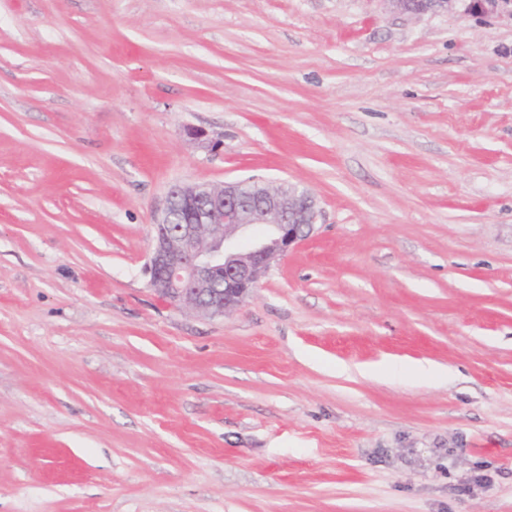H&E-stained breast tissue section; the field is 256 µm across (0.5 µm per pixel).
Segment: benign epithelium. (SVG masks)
I'll return each mask as SVG.
<instances>
[{
  "mask_svg": "<svg viewBox=\"0 0 512 512\" xmlns=\"http://www.w3.org/2000/svg\"><path fill=\"white\" fill-rule=\"evenodd\" d=\"M409 15L507 14L512 0H381ZM319 209L305 189L260 181L174 185L155 222L148 273L153 290L208 316L240 306L270 264L314 232Z\"/></svg>",
  "mask_w": 512,
  "mask_h": 512,
  "instance_id": "1",
  "label": "benign epithelium"
}]
</instances>
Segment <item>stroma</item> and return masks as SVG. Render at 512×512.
Segmentation results:
<instances>
[{"label": "stroma", "instance_id": "obj_1", "mask_svg": "<svg viewBox=\"0 0 512 512\" xmlns=\"http://www.w3.org/2000/svg\"><path fill=\"white\" fill-rule=\"evenodd\" d=\"M248 179L313 236L155 293L169 188ZM0 512H512V16L0 0Z\"/></svg>", "mask_w": 512, "mask_h": 512}]
</instances>
